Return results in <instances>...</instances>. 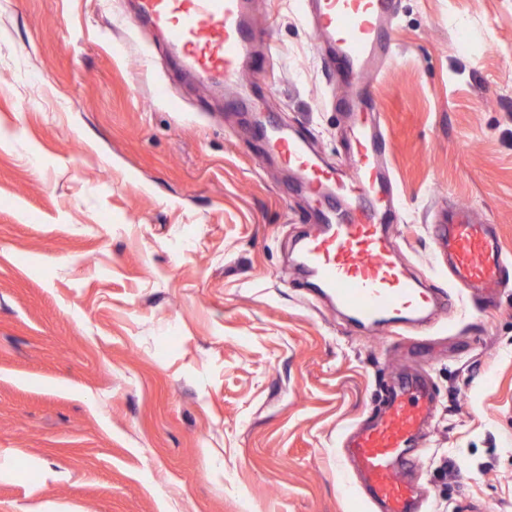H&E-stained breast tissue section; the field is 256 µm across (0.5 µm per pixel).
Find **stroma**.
I'll list each match as a JSON object with an SVG mask.
<instances>
[{
  "label": "stroma",
  "mask_w": 512,
  "mask_h": 512,
  "mask_svg": "<svg viewBox=\"0 0 512 512\" xmlns=\"http://www.w3.org/2000/svg\"><path fill=\"white\" fill-rule=\"evenodd\" d=\"M134 2L0 0V512H366L340 440L415 371L420 512H512V269L493 305L449 293L437 237L464 206L512 256V0H399L386 231L452 303L401 336L308 287L320 207L254 134L258 102L351 170L295 0H252L272 38L235 110Z\"/></svg>",
  "instance_id": "1"
}]
</instances>
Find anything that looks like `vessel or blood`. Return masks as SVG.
<instances>
[{
  "label": "vessel or blood",
  "mask_w": 512,
  "mask_h": 512,
  "mask_svg": "<svg viewBox=\"0 0 512 512\" xmlns=\"http://www.w3.org/2000/svg\"><path fill=\"white\" fill-rule=\"evenodd\" d=\"M316 42H329L336 69L348 85L353 174L342 178L324 166L307 142L271 123L258 133L267 150L300 170L312 198L327 210L299 249V265L317 290L331 296L359 325L384 323L401 330L435 311L446 313L443 295L418 285L384 233L398 223L401 207L389 160V138L376 122L373 81L395 56L398 0H297ZM140 21L161 31L182 67L201 84L238 85L250 47L265 40L264 27L246 13V0H140ZM439 244L448 252L461 288L501 287L512 265L485 224L450 212ZM376 421L345 436L342 464L358 469V497L378 512H413L414 487L405 475L410 454L431 411L426 379L405 378L388 390Z\"/></svg>",
  "instance_id": "1"
}]
</instances>
